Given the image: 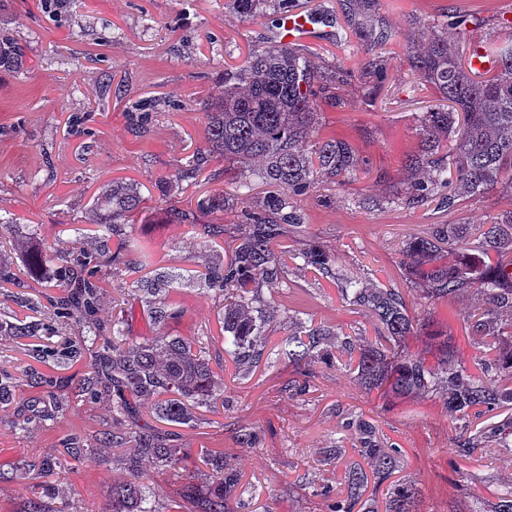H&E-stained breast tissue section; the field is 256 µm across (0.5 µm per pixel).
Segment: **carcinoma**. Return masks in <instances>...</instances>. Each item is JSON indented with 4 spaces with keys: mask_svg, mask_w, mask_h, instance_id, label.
Returning a JSON list of instances; mask_svg holds the SVG:
<instances>
[{
    "mask_svg": "<svg viewBox=\"0 0 512 512\" xmlns=\"http://www.w3.org/2000/svg\"><path fill=\"white\" fill-rule=\"evenodd\" d=\"M244 16L267 11L275 20L287 17L294 0H230ZM348 33L364 46L368 58L353 70L340 64L323 69L313 58L292 46L273 44L250 52L244 63L224 72V89L202 104L206 115L205 150L189 157L161 193L172 183L195 184L209 158L224 159V167L238 171L237 195L214 192L198 200L203 215L226 214L234 202L246 201L237 214L244 234L224 244V258L204 264L197 284L224 293V340L238 372L246 375L259 363L265 344V326L274 311L272 300L261 293L263 283L283 278L284 255L336 284L341 300L369 313L379 335L359 338L322 325L290 318L281 355L298 369L288 381L290 392L310 386L312 365L336 356L366 390L385 398L434 396L443 401L458 430L455 451L460 456L490 453L512 447V209L481 224H437L425 236L403 241L404 287L387 288L349 275L334 254L303 243L286 249L282 242L303 224L297 199L309 194L322 179L336 187L348 185L363 168L354 145L343 138L320 134L319 103L342 110L349 90L358 87L368 101L376 98L387 77L382 50L397 31L380 13V0H343ZM446 21L416 19L406 47L409 70L451 103V110L434 109L419 118V144L404 156L405 177L388 194L367 202L373 209L390 206L414 209L434 201L453 210L458 202L490 192L512 198V38L501 44L492 32L476 34L473 21L455 11ZM456 31L466 49L460 53L448 43V28ZM483 54L495 67L471 69V58ZM24 47L14 37L0 35V69L19 70ZM262 192H255L257 188ZM142 202L138 187L113 180L100 187L92 206L90 227L82 238L100 244L94 250L64 253L35 236L11 234L12 225L0 224V240L21 257L26 276L41 274L48 263L56 268L59 294L50 300L53 317L41 323L46 339L75 325L99 343L96 358L79 379L76 397L105 399L112 416L123 423L119 432L99 439V446L69 438L62 457L34 460L21 473L33 479L39 495L27 502L25 512H67L56 494L53 477L69 461L112 457L129 479L112 488L111 512H146L149 497L143 464L178 472L189 457L165 425H188L192 410L213 407L224 398V383L203 351L178 336L163 332L178 310L168 300L169 289L185 279L159 272L147 285L140 302L150 314L157 333L140 340L125 336L120 322H104L98 311L106 294L100 278L136 255L149 259L147 246L121 238L110 247L113 225ZM466 296L468 333L478 337L480 356L468 362L448 344V335L429 334L435 351L412 352L408 339L417 335L420 322L413 305L426 306ZM31 326L0 319V336H30ZM54 377L31 371L21 375L0 372V410L24 404L25 387H53ZM150 402L151 422L142 421L141 405ZM43 407L13 423L25 432L30 418L54 421L66 415L69 401L46 392ZM345 435L358 459L345 463L340 486H324L329 512H378L367 496L369 486H380L400 467L402 449L381 440L379 425L362 412L342 418ZM197 459L208 470L210 482L182 488L196 512H230L229 500L245 491L243 475L224 455L205 448ZM416 489L409 482L391 487L385 512H418ZM472 512H512V486L497 494L493 507L476 506Z\"/></svg>",
    "mask_w": 512,
    "mask_h": 512,
    "instance_id": "1",
    "label": "carcinoma"
}]
</instances>
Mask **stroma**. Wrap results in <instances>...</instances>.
<instances>
[{
    "label": "stroma",
    "mask_w": 512,
    "mask_h": 512,
    "mask_svg": "<svg viewBox=\"0 0 512 512\" xmlns=\"http://www.w3.org/2000/svg\"><path fill=\"white\" fill-rule=\"evenodd\" d=\"M470 14L492 28L512 0H382V11L402 37L387 45L388 78L375 104L353 94L339 111L320 108V130L348 138L369 166L357 180L339 189L324 183L302 197L304 224L287 237V244L312 240L331 250L339 265L363 279L387 286L402 283L403 240L427 235L436 224H479L491 213L512 208V198L490 193L460 202L455 210L432 203L416 209L382 211L358 207L357 201L389 191L402 179L401 160L418 145V119L440 107L427 83L414 76L404 60L411 20L440 19L447 8ZM0 26L26 47V63L18 72H0V219H13L16 233L32 225L53 236L67 227V239L85 226L86 216L101 184L122 179L137 185L143 221L116 225L120 236L134 235L152 247L151 269L191 275L213 259L209 239L187 224H164L156 215L162 204L193 213L204 192H233L237 174L224 162L212 160L199 184L159 191L204 144L203 101L216 92L225 69L243 62L249 49L274 43L276 27L269 13L250 18L235 14L228 0H67L61 15L42 7L41 0H5ZM303 51L318 56L328 68L341 64L357 68L366 55L355 42L314 39ZM154 103L153 119L136 128L133 107ZM139 265L125 267L110 279L102 306L105 318L123 317L127 336L154 335L146 312L124 314L116 304L128 290L140 287L145 275ZM41 277L12 282L8 300L0 302V318L39 323L51 312L47 281ZM277 306L265 332V350L275 353L287 334L289 317L311 321L349 334L374 338L368 313L343 303L336 285L312 273L291 268L279 283L262 287ZM40 300L38 312L28 299ZM171 299L180 311L165 331L200 340L212 367L224 379V404L195 409L192 425L176 427L185 448H209L224 453L247 485L231 500V512H328V503L314 489L335 484L342 464H322V451L344 439L341 413L363 411L377 421L384 440L403 450L399 477L414 481L421 492V512H469L473 496L494 499L512 483V452L493 460L456 458L454 425L442 402L432 397L387 400L366 395L352 375L333 364H317L313 387L302 396L281 389L293 368L280 363L239 375L225 350L219 322L221 294L203 288H179ZM469 301L452 298L436 304L432 318L448 331L460 356L478 353L469 336L464 313ZM43 336L0 339V371L18 374L50 365L42 352ZM14 413L0 412V468L22 467L28 461L58 455L73 436L95 442L118 430L112 408L98 400L77 401L74 412L56 423L31 424L27 433L15 431ZM256 430V447H242L238 432ZM127 472L95 458L71 462L59 475L69 493L70 512H109L112 487ZM194 466L177 473L151 476L148 505L168 512L186 483L200 482Z\"/></svg>",
    "instance_id": "stroma-1"
}]
</instances>
